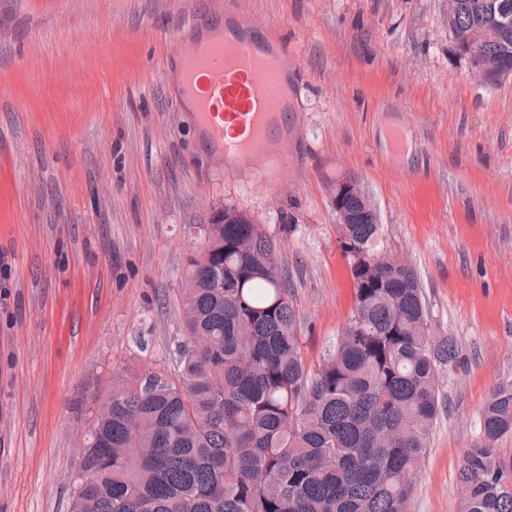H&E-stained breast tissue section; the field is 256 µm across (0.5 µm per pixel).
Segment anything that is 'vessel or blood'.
Listing matches in <instances>:
<instances>
[{
	"label": "vessel or blood",
	"mask_w": 512,
	"mask_h": 512,
	"mask_svg": "<svg viewBox=\"0 0 512 512\" xmlns=\"http://www.w3.org/2000/svg\"><path fill=\"white\" fill-rule=\"evenodd\" d=\"M288 57L285 41L236 24L177 53L182 97L191 100L198 132L223 154L226 171L253 167L275 145H287L281 123Z\"/></svg>",
	"instance_id": "obj_1"
}]
</instances>
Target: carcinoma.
<instances>
[{
	"instance_id": "carcinoma-1",
	"label": "carcinoma",
	"mask_w": 512,
	"mask_h": 512,
	"mask_svg": "<svg viewBox=\"0 0 512 512\" xmlns=\"http://www.w3.org/2000/svg\"><path fill=\"white\" fill-rule=\"evenodd\" d=\"M456 26L489 29L482 53L512 62V0H458ZM380 225L340 238L375 263L350 264L353 316L307 364L285 276L259 224L205 238L191 267L180 375L117 376L90 424L92 483L71 512H407L438 412L437 365L458 350L429 336L418 278L374 250ZM482 442L460 472V512H512V386L488 394Z\"/></svg>"
}]
</instances>
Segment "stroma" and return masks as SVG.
Wrapping results in <instances>:
<instances>
[{
    "label": "stroma",
    "mask_w": 512,
    "mask_h": 512,
    "mask_svg": "<svg viewBox=\"0 0 512 512\" xmlns=\"http://www.w3.org/2000/svg\"><path fill=\"white\" fill-rule=\"evenodd\" d=\"M206 15L295 52L276 165L226 172L182 107L172 55ZM339 171L376 250L415 270L430 336L458 347L409 501L458 512L484 402L512 383V76L472 73L448 0H0V512H70L96 399L187 339L214 209L261 224L320 363L354 307Z\"/></svg>",
    "instance_id": "stroma-1"
}]
</instances>
